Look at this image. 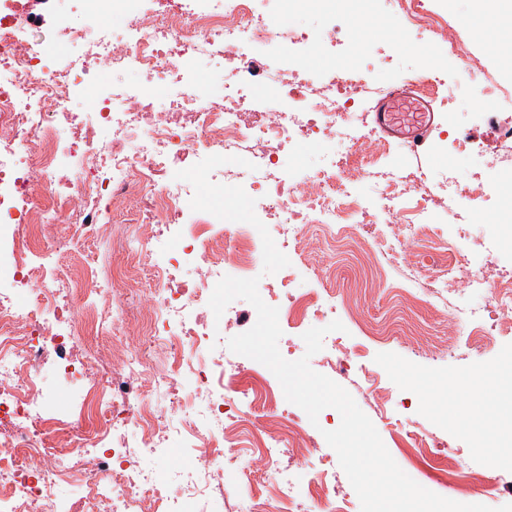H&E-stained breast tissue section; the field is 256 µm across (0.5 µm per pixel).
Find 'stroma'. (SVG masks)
<instances>
[{
  "instance_id": "stroma-1",
  "label": "stroma",
  "mask_w": 512,
  "mask_h": 512,
  "mask_svg": "<svg viewBox=\"0 0 512 512\" xmlns=\"http://www.w3.org/2000/svg\"><path fill=\"white\" fill-rule=\"evenodd\" d=\"M425 7L446 19L457 38L479 60L487 76L479 97L466 89L468 75L455 59L443 53L433 66L425 50L426 36L394 18L388 0H374L354 27L336 39L328 33L333 19L316 11L287 9L281 0H265L263 10L283 31L298 35L291 56L302 57L309 46L325 44L323 73L359 72L367 86L387 90L435 73L441 82L433 106L437 120L423 150L412 153L398 141L373 132L370 109L374 96L363 95L348 104L353 125L365 140L358 157L371 175L354 183L337 179L340 192L374 202L392 179L405 182L404 219L412 223L419 197L432 199L428 228L390 232L382 224H358L345 233L322 224L311 225L302 266L293 285L320 291L336 307L345 330L340 343L355 358L348 372L327 365L329 354L320 351L310 360L313 370L349 391L371 419L399 467L423 487L466 504L499 507L512 503V453L486 447L479 435L493 434L512 416V382L505 380L501 364L512 354V332L493 342L467 345L470 329L450 325L455 304L494 310L495 301L483 291H463L458 300L428 292L439 271L466 252L479 269L512 268V251L501 245L503 227L496 214L512 210V196L501 190L505 171L512 170V148L502 149L499 124L512 121V66L495 52L497 42L512 34V25L477 10L474 0H425ZM369 42L365 54H352L355 39ZM434 51V52H435ZM464 136L470 150L455 149L453 140ZM332 141L310 136L281 154L284 166L303 175L316 170L323 156L333 153ZM461 187L482 185L483 193L452 196L449 181ZM419 278L406 287V269ZM457 375L478 378L465 395L473 410L467 421L447 415V381ZM419 429L440 442L438 453L420 455L410 448L406 430Z\"/></svg>"
}]
</instances>
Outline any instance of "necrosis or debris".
<instances>
[{
	"label": "necrosis or debris",
	"mask_w": 512,
	"mask_h": 512,
	"mask_svg": "<svg viewBox=\"0 0 512 512\" xmlns=\"http://www.w3.org/2000/svg\"><path fill=\"white\" fill-rule=\"evenodd\" d=\"M22 0H0V260L12 267L0 287V512H78L68 489L100 503L103 512H184L186 504L232 501L233 512H267L263 497L248 486L255 457L277 474L274 496L280 512H299L288 470L294 449L280 430L302 427L293 411L280 413L279 432H252L241 443L243 402L270 401L276 394L262 378L242 386L241 365L224 352V340L206 320L216 283L227 273L252 274L253 227L199 215L187 218L193 186L174 171L211 155L248 154L253 170L232 175L216 168L213 182H234L259 204L285 214L279 226L282 248L301 243L312 224H346L347 209L336 206L331 174L337 159L354 150L346 109L320 76L305 69L298 105L312 129L337 135L339 155L323 158L319 171L300 183L280 173L282 149L302 136L290 125L285 105L256 100L250 82L261 71L280 75L292 67L293 38L257 9L259 0H199L196 11L154 24L132 10L130 0H82L84 24L60 22L49 33L53 50L78 49L66 68L42 62L28 35L39 21L16 19ZM123 14L118 31L111 16ZM217 61L228 71L221 100L207 98L193 72L199 60ZM137 70L138 85H113L101 103L76 111L74 93L100 73ZM171 90V104L153 92L157 81ZM136 200L129 222L103 221L105 199ZM145 224L151 236L111 275L93 267L61 279L56 267L36 270L35 254L52 255L56 225L79 239L107 236L122 246L130 224ZM186 250L176 262H158L169 238ZM233 246H225V238ZM148 283L149 307L140 333L154 351L125 350L119 359L91 352L82 332H116L129 319L125 286L133 273ZM436 287L456 293L490 290L499 314L490 322L456 307L454 319L475 335H495L512 322V271L495 276L455 260ZM280 321L295 328L319 319L328 306L310 294L266 284ZM30 294L16 308V294ZM78 378L77 417L50 414L40 374L45 365ZM189 450L187 462L165 476L145 461L164 454L172 436ZM239 479L228 484L227 470Z\"/></svg>",
	"instance_id": "4bbe7bcc"
}]
</instances>
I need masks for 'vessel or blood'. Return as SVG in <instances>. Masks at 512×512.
<instances>
[{"label": "vessel or blood", "mask_w": 512, "mask_h": 512, "mask_svg": "<svg viewBox=\"0 0 512 512\" xmlns=\"http://www.w3.org/2000/svg\"><path fill=\"white\" fill-rule=\"evenodd\" d=\"M376 132L401 141L410 151H418L434 126L435 112L427 100L418 97L412 84L393 87L372 108Z\"/></svg>", "instance_id": "obj_1"}]
</instances>
